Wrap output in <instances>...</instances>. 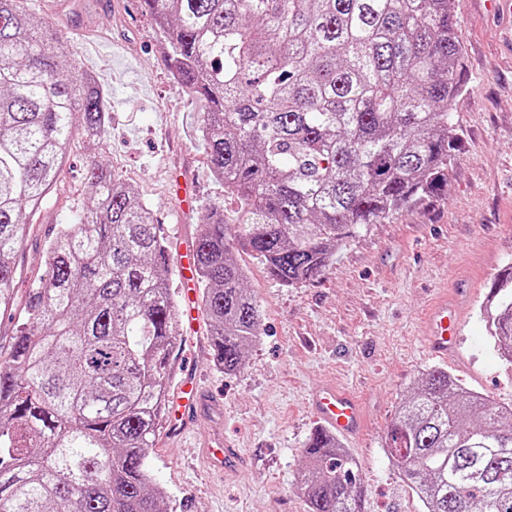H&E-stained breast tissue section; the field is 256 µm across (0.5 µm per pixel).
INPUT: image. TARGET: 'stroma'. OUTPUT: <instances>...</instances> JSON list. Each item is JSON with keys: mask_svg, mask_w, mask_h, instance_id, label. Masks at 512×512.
Wrapping results in <instances>:
<instances>
[{"mask_svg": "<svg viewBox=\"0 0 512 512\" xmlns=\"http://www.w3.org/2000/svg\"><path fill=\"white\" fill-rule=\"evenodd\" d=\"M27 6L95 76L110 112L105 158L152 208L173 250L191 247L207 207L233 214L236 205L214 179L198 136L206 104L171 75L168 46L143 7L129 0ZM455 10L467 90L455 106L459 150L445 193L389 222L362 225L302 285L282 286L236 250L260 306L259 336L232 374L216 367L206 326L181 341L182 368L201 377L218 406L184 439L157 436L152 477L176 512H305L297 475L318 426L308 400L326 382L367 408L363 434L341 441L356 460L365 512H423L386 448L388 427L423 373L446 369L488 403L512 408V365L500 359L479 310L494 278L512 266V13H488L480 0H456ZM91 158L75 141L33 218L16 256V303L0 314L1 347L23 323L28 292L45 274L50 236L84 213ZM173 175L200 188L196 209L181 216L168 199ZM459 277L475 293L465 305L459 352L444 362L424 351L421 317L431 297ZM208 435L236 445L243 465L209 473L201 463Z\"/></svg>", "mask_w": 512, "mask_h": 512, "instance_id": "stroma-1", "label": "stroma"}]
</instances>
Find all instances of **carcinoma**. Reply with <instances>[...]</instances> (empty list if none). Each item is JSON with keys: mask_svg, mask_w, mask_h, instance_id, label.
Here are the masks:
<instances>
[{"mask_svg": "<svg viewBox=\"0 0 512 512\" xmlns=\"http://www.w3.org/2000/svg\"><path fill=\"white\" fill-rule=\"evenodd\" d=\"M0 0V309L14 258L71 140L106 149L109 115L58 34ZM170 70L207 103L200 133L235 223L205 210L194 241L217 366L240 370L260 313L232 248L286 287L336 246L442 194L464 92L455 0H143ZM90 206L46 247L26 320L0 352V512H168L150 450L178 344L170 252L154 214L94 160ZM485 322L512 364V267ZM427 512H512V409H493L445 369L399 408L389 446ZM298 485L307 512H363L353 457L322 430Z\"/></svg>", "mask_w": 512, "mask_h": 512, "instance_id": "cac0c4a2", "label": "carcinoma"}]
</instances>
